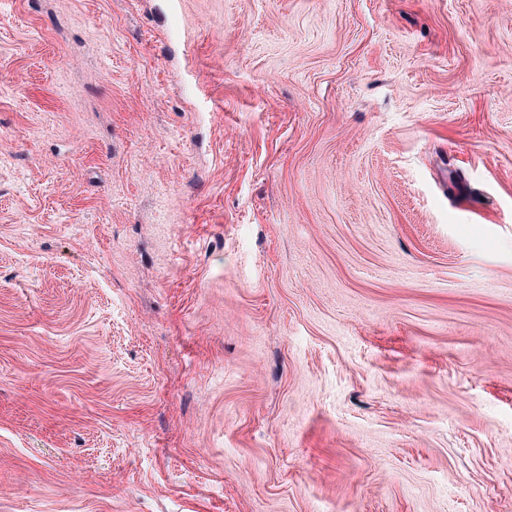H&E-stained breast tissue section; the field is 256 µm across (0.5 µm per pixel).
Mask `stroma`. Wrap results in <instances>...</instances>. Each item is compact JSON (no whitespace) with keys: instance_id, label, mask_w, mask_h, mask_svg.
<instances>
[{"instance_id":"obj_1","label":"stroma","mask_w":512,"mask_h":512,"mask_svg":"<svg viewBox=\"0 0 512 512\" xmlns=\"http://www.w3.org/2000/svg\"><path fill=\"white\" fill-rule=\"evenodd\" d=\"M0 512H512V0H0Z\"/></svg>"}]
</instances>
